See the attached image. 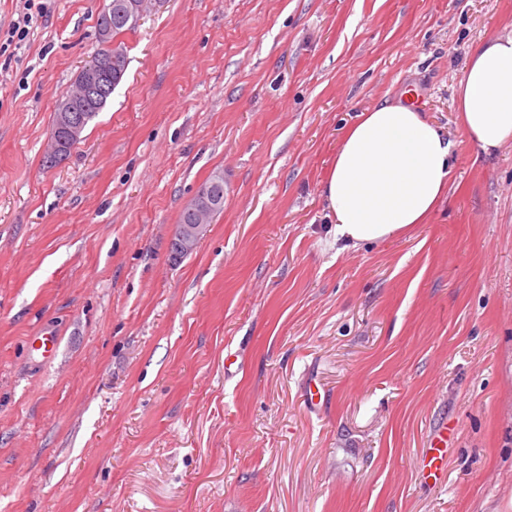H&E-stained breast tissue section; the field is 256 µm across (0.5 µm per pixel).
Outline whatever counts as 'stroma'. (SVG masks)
Instances as JSON below:
<instances>
[{
  "label": "stroma",
  "instance_id": "35a3bbf8",
  "mask_svg": "<svg viewBox=\"0 0 512 512\" xmlns=\"http://www.w3.org/2000/svg\"><path fill=\"white\" fill-rule=\"evenodd\" d=\"M107 2L52 0L0 53V512H512V143H460L430 223L385 242L330 248L320 196L379 102L414 91L457 132L512 0H156L45 167ZM216 173L224 209L177 257ZM40 335L32 338L31 348L37 352L40 362L48 363L55 355L59 336L53 329H45ZM448 427L441 425L437 427L431 439L430 448L422 460L423 471H427L426 478L432 477L435 482L441 479L442 463L445 453L448 450Z\"/></svg>",
  "mask_w": 512,
  "mask_h": 512
}]
</instances>
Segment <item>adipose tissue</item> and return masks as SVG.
Returning <instances> with one entry per match:
<instances>
[{
    "instance_id": "adipose-tissue-1",
    "label": "adipose tissue",
    "mask_w": 512,
    "mask_h": 512,
    "mask_svg": "<svg viewBox=\"0 0 512 512\" xmlns=\"http://www.w3.org/2000/svg\"><path fill=\"white\" fill-rule=\"evenodd\" d=\"M457 124L486 156L512 141V32L469 51L455 89ZM455 143L417 108L384 103L338 139L320 195L343 248L383 242L423 224L448 190Z\"/></svg>"
}]
</instances>
